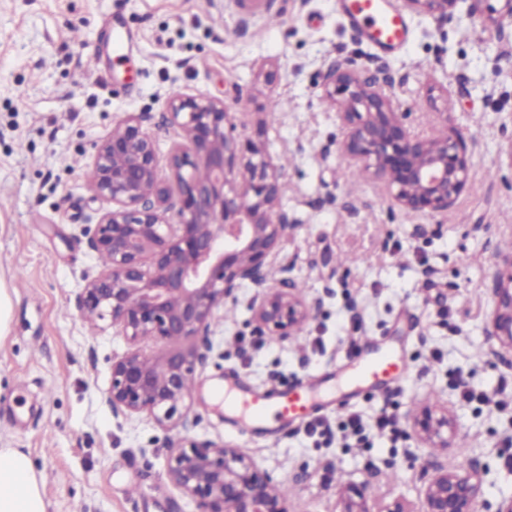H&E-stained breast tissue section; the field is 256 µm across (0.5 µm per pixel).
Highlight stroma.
Masks as SVG:
<instances>
[{
    "label": "stroma",
    "mask_w": 512,
    "mask_h": 512,
    "mask_svg": "<svg viewBox=\"0 0 512 512\" xmlns=\"http://www.w3.org/2000/svg\"><path fill=\"white\" fill-rule=\"evenodd\" d=\"M279 18L243 19L233 0H0V286L14 308L0 337V448L27 453L49 512H196L166 476L180 437L228 443L288 498L290 512H339L349 486L371 512L396 496L416 512L438 468L484 473L477 512L512 494V350L486 332L493 290L512 271L496 263L512 241V30L486 16L435 24L406 11L410 36L383 55L345 24L337 0H277ZM132 36L122 61L112 30ZM97 57L90 73L87 57ZM354 62L384 80L416 134L463 133L474 177L447 215L415 216L373 179L348 185L345 129L324 98L322 72ZM222 100L236 123L263 128L282 167L281 209L292 222L267 283L299 288L312 317L289 336L261 331L246 281L219 307L194 374L187 428L114 414L112 364L131 349L119 328L77 311L101 267L85 225L104 202L90 189L97 145L128 113L151 134L160 178L178 132L175 94ZM266 283V284H267ZM402 353L409 373L383 390L358 389L370 344ZM258 390L309 379L351 393L322 417L396 415L398 441L313 440L303 426L250 438L224 421V381ZM467 384L491 404L459 399ZM448 407L447 450L422 444L413 421Z\"/></svg>",
    "instance_id": "obj_1"
}]
</instances>
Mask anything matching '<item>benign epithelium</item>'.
Returning <instances> with one entry per match:
<instances>
[{
	"mask_svg": "<svg viewBox=\"0 0 512 512\" xmlns=\"http://www.w3.org/2000/svg\"><path fill=\"white\" fill-rule=\"evenodd\" d=\"M438 22L462 0H404ZM489 8L493 23L512 29V0ZM326 97L339 105L345 129L341 155L383 183L404 211L435 216L467 190L473 171L465 137L413 134L394 98L341 64L322 75ZM168 121L179 130L168 156L170 179L158 174L153 139L141 118L127 115L99 145L93 164L95 198L109 204L90 243L109 257L78 296L81 315L120 328L136 346L112 363L106 399L112 412L146 414L163 428L185 423L194 354L184 341L208 333L215 309L243 280L265 283L270 256L288 230L279 210L281 170L263 147L262 132L234 134L225 103L178 95ZM204 169L207 176L197 175ZM311 317V307L290 291L266 287L256 320L289 336ZM489 334L512 349V273L494 289ZM454 418L425 409L415 434L433 448H448ZM168 479L195 499L197 512H290L285 495L256 462L227 444L187 441L171 448ZM483 473L471 467L439 470L424 492V512H476ZM341 512H372L364 489L352 487Z\"/></svg>",
	"mask_w": 512,
	"mask_h": 512,
	"instance_id": "1",
	"label": "benign epithelium"
}]
</instances>
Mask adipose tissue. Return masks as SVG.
Listing matches in <instances>:
<instances>
[{"instance_id":"1","label":"adipose tissue","mask_w":512,"mask_h":512,"mask_svg":"<svg viewBox=\"0 0 512 512\" xmlns=\"http://www.w3.org/2000/svg\"><path fill=\"white\" fill-rule=\"evenodd\" d=\"M0 512H47L32 461L16 448H0Z\"/></svg>"}]
</instances>
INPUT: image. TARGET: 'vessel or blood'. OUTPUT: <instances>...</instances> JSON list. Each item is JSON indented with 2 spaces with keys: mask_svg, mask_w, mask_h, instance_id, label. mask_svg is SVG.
Listing matches in <instances>:
<instances>
[{
  "mask_svg": "<svg viewBox=\"0 0 512 512\" xmlns=\"http://www.w3.org/2000/svg\"><path fill=\"white\" fill-rule=\"evenodd\" d=\"M345 20L382 54H392L405 46L409 28L405 17L389 0H339ZM405 359L389 351L379 352L361 367L364 379L380 382L405 374ZM322 407L314 385L299 380L280 389L253 390L244 386L224 389V419L235 429L252 437L269 436V419H277L280 429L302 424Z\"/></svg>",
  "mask_w": 512,
  "mask_h": 512,
  "instance_id": "b4317fda",
  "label": "vessel or blood"
}]
</instances>
